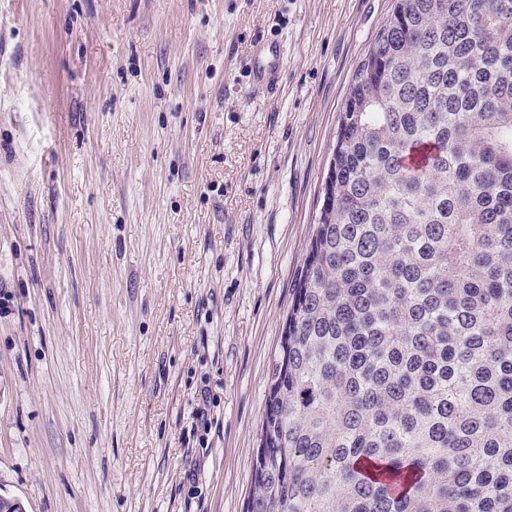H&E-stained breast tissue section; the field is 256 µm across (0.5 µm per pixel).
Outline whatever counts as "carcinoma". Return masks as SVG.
Returning a JSON list of instances; mask_svg holds the SVG:
<instances>
[{"label":"carcinoma","instance_id":"carcinoma-1","mask_svg":"<svg viewBox=\"0 0 512 512\" xmlns=\"http://www.w3.org/2000/svg\"><path fill=\"white\" fill-rule=\"evenodd\" d=\"M332 159L245 512H512V0H396Z\"/></svg>","mask_w":512,"mask_h":512}]
</instances>
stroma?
<instances>
[{
  "label": "stroma",
  "instance_id": "1",
  "mask_svg": "<svg viewBox=\"0 0 512 512\" xmlns=\"http://www.w3.org/2000/svg\"><path fill=\"white\" fill-rule=\"evenodd\" d=\"M394 4L0 0V493L244 512L349 83ZM263 42L280 81L256 95Z\"/></svg>",
  "mask_w": 512,
  "mask_h": 512
}]
</instances>
